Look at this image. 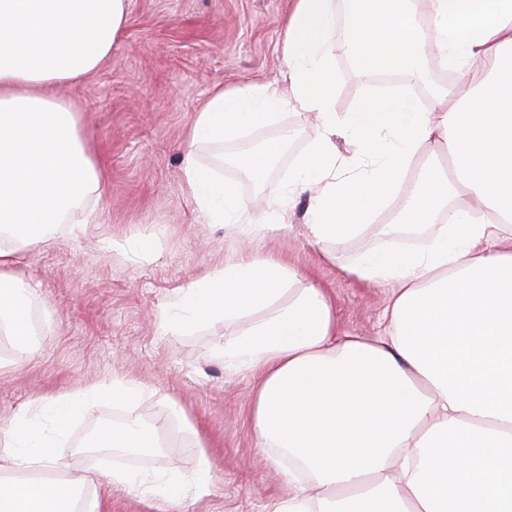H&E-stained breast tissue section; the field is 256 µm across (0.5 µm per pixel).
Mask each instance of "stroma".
<instances>
[{
    "label": "stroma",
    "mask_w": 512,
    "mask_h": 512,
    "mask_svg": "<svg viewBox=\"0 0 512 512\" xmlns=\"http://www.w3.org/2000/svg\"><path fill=\"white\" fill-rule=\"evenodd\" d=\"M128 22L111 58L93 76L61 85L60 96L83 110V133L108 168L95 204L96 223L60 224L49 240L25 247L16 274L36 291L41 322L34 357L0 354V429L28 402L119 376L144 384L136 409L146 421L167 420L168 445L155 454H89L81 447L96 425L111 419L99 405L83 418L60 453L73 477L99 483L103 512H157L101 484L104 470H176L191 474L207 455L214 479L202 494L166 505V512H269L289 489L270 468L249 423L255 379L231 374L213 355L223 323L186 333L163 332L160 312L179 289L223 267L241 252L237 231L207 223L182 183L185 131L211 89L279 79L281 39L292 0H130ZM335 112L386 92L378 76L361 77L336 55ZM290 128L294 136L262 183L231 158ZM320 129L312 113L282 108L275 123L221 144L196 146L198 160L236 182L251 217L284 209L290 233L257 241V248L296 268L304 281L327 288L340 328L375 335L390 289L348 276L343 267L382 243L375 231L333 245L322 256L304 224L307 198L288 197V171ZM140 240L154 242L140 251Z\"/></svg>",
    "instance_id": "obj_1"
}]
</instances>
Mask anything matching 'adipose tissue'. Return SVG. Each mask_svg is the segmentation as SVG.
Instances as JSON below:
<instances>
[{
    "label": "adipose tissue",
    "instance_id": "obj_1",
    "mask_svg": "<svg viewBox=\"0 0 512 512\" xmlns=\"http://www.w3.org/2000/svg\"><path fill=\"white\" fill-rule=\"evenodd\" d=\"M128 5L0 0V333L21 353L32 351L34 291L9 268L54 226L93 223L86 205L104 183L79 104L54 90L108 61ZM340 10L350 31L337 41ZM338 53L366 76L422 78L457 64L468 77L433 87L424 109L391 95L341 115ZM282 57L281 82L216 86L188 126L184 189L208 223L237 229L245 245L180 290L164 330L239 323L215 356L228 373L256 378L251 429L291 488L272 512H512V0H292ZM289 100L320 126L288 181L289 198L309 197L316 243L355 239L388 202L402 203L397 222L379 229L383 245L347 268L390 287L376 336L341 332L325 289L253 248L289 232L286 214L253 223L237 186L192 151L268 125ZM340 138L360 148L345 178ZM430 140L453 176L431 161L406 181ZM459 185L474 206L450 205ZM106 480L139 501L186 497L173 472L116 468Z\"/></svg>",
    "mask_w": 512,
    "mask_h": 512
}]
</instances>
